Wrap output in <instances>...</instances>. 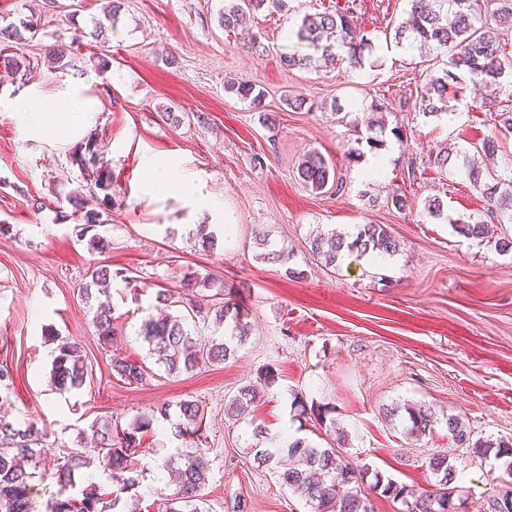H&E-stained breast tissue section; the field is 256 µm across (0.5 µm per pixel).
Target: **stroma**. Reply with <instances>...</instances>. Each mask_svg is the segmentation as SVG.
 I'll use <instances>...</instances> for the list:
<instances>
[{
    "label": "stroma",
    "instance_id": "obj_1",
    "mask_svg": "<svg viewBox=\"0 0 512 512\" xmlns=\"http://www.w3.org/2000/svg\"><path fill=\"white\" fill-rule=\"evenodd\" d=\"M344 2L289 0V12L262 8L228 31L219 22L228 0H121L118 22L101 42L91 31L109 0H0V29L26 21L40 28L19 48L33 66L26 80L0 65V222L10 227L0 233V366L13 373L0 412L45 433L54 455L90 436L98 418L124 429L161 403L195 400L205 410L206 512H231L240 499L247 512H308L257 466L255 447L262 438L324 445L341 436L344 456L366 472L365 485L380 475L432 489L429 459L441 454L463 465L455 481L461 512H488L503 488L500 463L459 447L444 418L458 416L477 438L512 437V252L453 229L452 220L484 212L486 203L456 168L440 171L427 155L482 141L512 85L467 93L452 114L415 111L409 98L420 74L445 69L448 58L386 43L383 30L405 18L407 0H361L379 68L284 70L280 58L303 16ZM62 44L77 55L78 69L49 68V51ZM102 53L110 64L99 71L93 59ZM240 81L261 91L260 106L226 91ZM34 86L51 108L69 109L73 92L94 104L88 131L112 170L111 220L99 229L106 252L73 232L80 217L65 197L81 178L72 145L29 137L12 112ZM290 95L306 97L308 107H289ZM380 100L394 107L381 133L388 164L371 178L366 159L345 158L341 147L367 137L368 109ZM397 126L407 142L394 137ZM313 151L334 165L344 191L304 186L298 166ZM149 158L190 176L195 198H215L219 208L153 190ZM414 160L419 177L410 184ZM396 191L410 196L413 209L388 204ZM34 197L41 210L31 209ZM434 197L444 202L443 219L424 210ZM202 224L217 236L213 250L198 244ZM361 224L387 225L399 252L334 268L312 255V233L347 235ZM260 232L279 259L261 258ZM102 264L128 274L109 286L114 332L106 346L77 295ZM192 272L215 275L203 296L223 292L249 334L235 341L227 324L188 314L198 343L228 338L234 354L174 377L150 356L142 325L162 289L175 298L171 314L185 312L181 281ZM47 325L81 347L89 370L81 389H50L55 346L42 337ZM116 356L153 373L140 384L121 381L110 368ZM268 368L275 383L261 388L245 414L227 416L228 400ZM312 403L329 406L334 427L316 426L302 412ZM406 405L430 407L437 417L416 441L407 439L403 416H384ZM185 448L168 421L144 435L136 459L142 512H166V462Z\"/></svg>",
    "mask_w": 512,
    "mask_h": 512
}]
</instances>
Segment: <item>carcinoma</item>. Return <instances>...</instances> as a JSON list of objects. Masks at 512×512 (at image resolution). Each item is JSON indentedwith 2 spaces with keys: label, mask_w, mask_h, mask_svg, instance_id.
Masks as SVG:
<instances>
[{
  "label": "carcinoma",
  "mask_w": 512,
  "mask_h": 512,
  "mask_svg": "<svg viewBox=\"0 0 512 512\" xmlns=\"http://www.w3.org/2000/svg\"><path fill=\"white\" fill-rule=\"evenodd\" d=\"M356 0L336 12H318L304 16L300 26L294 31L295 41L288 54L280 58V64L287 70L314 69L320 66L335 68L342 63L353 69L364 67L366 55L373 52V44L368 39L357 38V22L360 15ZM410 24L394 28L395 43L408 51L425 45L448 54V69L439 76L430 73L422 90L417 93L415 104L418 111L431 116L447 112L456 100L457 93L468 84L497 86L512 77V51H507L512 40V0H408ZM267 8L282 12L288 10V0H229L221 16L224 29L235 28L245 12ZM4 67L22 79L30 72V61L26 56L14 53L0 57ZM242 99H250L253 104H261V94L254 93L253 85L247 82L230 84ZM494 129L512 133V103L496 112L493 118ZM374 152L384 146V141L376 137L364 140L357 138L343 145L346 157L359 159L364 156L363 146ZM72 162L87 172L86 189L103 194L100 205L103 210L84 209L83 195L75 191L66 197L74 212H83L82 223L74 225L75 236L89 237L90 245L100 251L110 247L109 241L99 235H89L94 228L106 223L103 215L112 206V173L100 163L95 136L90 135L72 152ZM464 172L470 185L485 199L487 216L470 215L455 220L457 233L475 239L487 235V222L512 224V168L499 173L484 168L471 159L468 152L462 153ZM333 166L319 153L305 156L299 165V174L306 186L321 191L331 180ZM400 243L383 224H361L349 236L334 232L320 233L310 241L314 256L326 267H334L344 256V252H357L366 255L377 252L393 256L399 251ZM90 280L80 289L81 297L90 301L94 294L108 293L110 280H127L124 270H111L100 265L89 273ZM215 282L212 273H191L184 277L181 288L195 292L197 288L208 287ZM215 320H232L238 330V337L248 334L247 325L240 322L234 304L216 298L211 304ZM93 323L100 342L112 339V309L106 302L97 305ZM142 336L148 343L155 362L162 365L170 375L189 373L203 364H222L233 355L234 349L220 340L207 347H199L194 337L184 325L181 315L166 314L161 318L149 317L145 320ZM45 340L58 342L57 355L52 361L50 372L51 387L63 391L82 388L88 377V368L80 348L68 341H58L54 329H48ZM112 372L128 383H143L151 369L146 365L125 358L112 359ZM254 388L246 385L229 400L225 411L232 417L240 415L244 407L251 403ZM407 417L405 433L419 437L431 430L436 422L434 413L423 406L405 408ZM178 420L175 434L182 439L200 437L204 409L201 404L185 400L178 405ZM170 405L163 404L135 419L131 427L123 430L112 429L109 422H95L91 425L93 436L99 447L97 458H92L80 448H72L67 454L56 459L51 478L56 492L46 503L45 512H113L121 494L131 493L127 512H141L140 496L133 492L140 483L139 475L133 471L136 456L141 446L140 434L152 429L158 419H170ZM448 430L461 446L473 448L486 454L496 449L495 458L502 466L512 471V438L475 439L461 420L450 415L446 418ZM341 441L336 446L322 448L306 439H296L285 448L271 450L259 448L254 459L267 467L278 481L288 486L292 493L300 496L310 512H373L372 500L362 490L366 471L350 463L343 456ZM47 454L44 447L38 446L37 432L29 425L22 429L14 423L0 419V512H31V495L34 486L31 481L35 472L22 464L26 459L37 466L42 456ZM99 464L118 492L109 494L96 488H84L74 494L77 487L76 474L83 469ZM429 468L441 483L435 491L417 490L400 484L393 479L385 480L375 475L372 490L381 495L398 500L403 512H454V488L443 483L457 478V467L445 455H434L429 459ZM209 471V459L201 448H195L182 457L181 467L175 488L170 494L174 507L170 512H202L203 491Z\"/></svg>",
  "instance_id": "carcinoma-1"
}]
</instances>
